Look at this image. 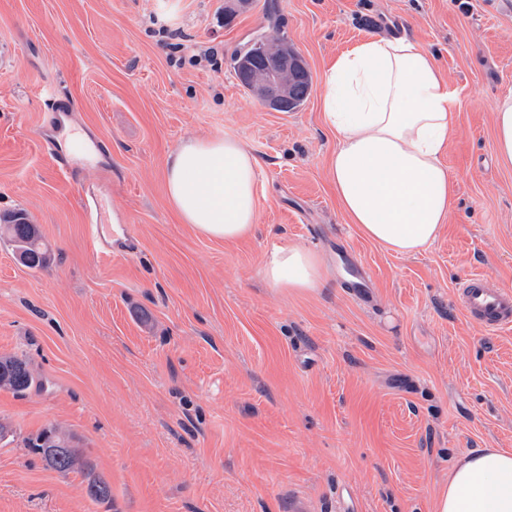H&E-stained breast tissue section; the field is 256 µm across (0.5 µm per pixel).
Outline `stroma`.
Here are the masks:
<instances>
[{
  "label": "stroma",
  "instance_id": "35a3bbf8",
  "mask_svg": "<svg viewBox=\"0 0 512 512\" xmlns=\"http://www.w3.org/2000/svg\"><path fill=\"white\" fill-rule=\"evenodd\" d=\"M0 0V217L24 213L50 251L21 265L0 236V355L41 388L0 389V512H434L458 457L512 452V330L487 331L456 290L481 271L512 289V166L492 106L512 94V13L493 0ZM280 27L312 75L305 104L267 109L231 59ZM431 50L457 97L442 156L454 207L401 256L364 238L329 182L338 146L321 99L359 42ZM105 141L65 178L42 137L55 100ZM231 134L260 160L255 232L200 236L173 212L164 169L185 139ZM123 229L105 258L78 198ZM317 252L322 288L267 284L274 246ZM344 245L371 274L352 293ZM58 427L111 497L27 448Z\"/></svg>",
  "mask_w": 512,
  "mask_h": 512
}]
</instances>
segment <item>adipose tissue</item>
<instances>
[{
	"label": "adipose tissue",
	"mask_w": 512,
	"mask_h": 512,
	"mask_svg": "<svg viewBox=\"0 0 512 512\" xmlns=\"http://www.w3.org/2000/svg\"><path fill=\"white\" fill-rule=\"evenodd\" d=\"M454 106L434 54L404 37L368 39L329 69L323 112L339 138L330 178L350 223L386 250L421 252L448 219L453 174L440 157ZM259 166L236 137L188 139L166 162L169 202L201 236L240 240L257 222ZM261 273L272 287L299 292L324 279L316 253L295 245L275 248ZM436 512H512V452L457 458Z\"/></svg>",
	"instance_id": "obj_1"
}]
</instances>
